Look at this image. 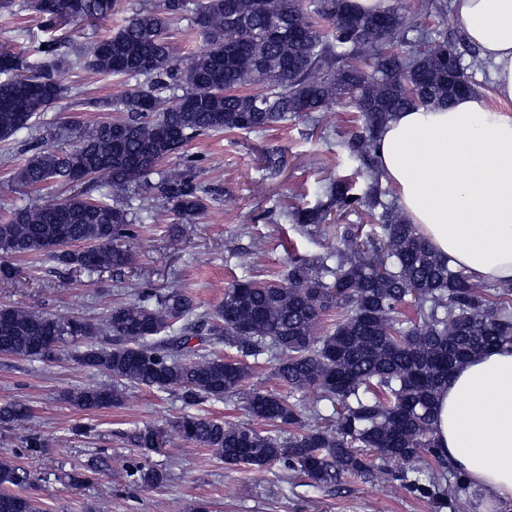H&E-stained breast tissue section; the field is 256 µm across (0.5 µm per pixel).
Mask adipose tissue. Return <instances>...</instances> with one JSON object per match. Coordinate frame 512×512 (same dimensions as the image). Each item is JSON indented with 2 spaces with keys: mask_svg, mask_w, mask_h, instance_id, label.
Masks as SVG:
<instances>
[{
  "mask_svg": "<svg viewBox=\"0 0 512 512\" xmlns=\"http://www.w3.org/2000/svg\"><path fill=\"white\" fill-rule=\"evenodd\" d=\"M464 36L512 101V0H453ZM377 161L396 203L439 254L476 282L512 281V115L482 93L409 108L381 130ZM435 439L465 475L475 512H512V346L479 354L448 379Z\"/></svg>",
  "mask_w": 512,
  "mask_h": 512,
  "instance_id": "adipose-tissue-1",
  "label": "adipose tissue"
}]
</instances>
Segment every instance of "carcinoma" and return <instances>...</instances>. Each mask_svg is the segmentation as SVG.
Instances as JSON below:
<instances>
[{
    "mask_svg": "<svg viewBox=\"0 0 512 512\" xmlns=\"http://www.w3.org/2000/svg\"><path fill=\"white\" fill-rule=\"evenodd\" d=\"M158 0L135 9L103 36L72 47L66 29L97 27L115 0H28L40 20L47 49L30 59L15 44L0 43V140L24 134L30 155L15 172L17 184L55 182L63 200L27 203L0 222V255L48 253L66 270L89 275L133 263L122 239L143 222L132 201L143 193L164 201L182 222L207 209V193L192 164L157 165L210 132L263 131L288 119L309 117L344 97L362 122L346 141L351 159L371 178L359 194L350 178L329 179L328 202L296 207L293 220L316 228L331 208L362 207L377 217L378 231L345 227L336 249L291 262L280 283L245 274L224 289L211 311L196 313L180 290L142 291L112 306L104 325L75 316L0 307V355L44 359L61 344L79 342V363L112 379L62 394L81 411L117 407L128 385L173 391L186 404L220 401L239 392L247 365L203 352L190 341L205 330L242 357L276 360V376L289 393L309 392L298 405L274 393L246 397L252 420L265 429L183 415L174 428L185 440L216 450L228 465L263 471L280 464L316 487L349 476L393 479L407 491L472 512L464 475L448 464L435 440L440 391L461 364L499 345H512V283L473 281L453 269L390 203L375 167L378 135L392 115L407 108L448 104V51L456 43L433 38L426 4L406 22L398 0L387 10L359 11L345 0ZM350 12L349 29L336 16ZM190 13L201 46L188 58L171 51V27ZM379 18L380 26L371 24ZM82 65L138 81L121 99L91 102L121 113L108 122L75 127L62 154L33 130L39 113L64 98V72ZM174 103H169V100ZM75 170L105 177L100 195L72 181ZM332 310L333 327L322 326ZM54 345L48 346L49 339ZM30 417L20 401L0 402V425ZM160 432L134 436L139 448L159 446ZM392 461L406 464L394 472ZM31 473L0 461V512H42L25 494Z\"/></svg>",
    "mask_w": 512,
    "mask_h": 512,
    "instance_id": "obj_1",
    "label": "carcinoma"
}]
</instances>
